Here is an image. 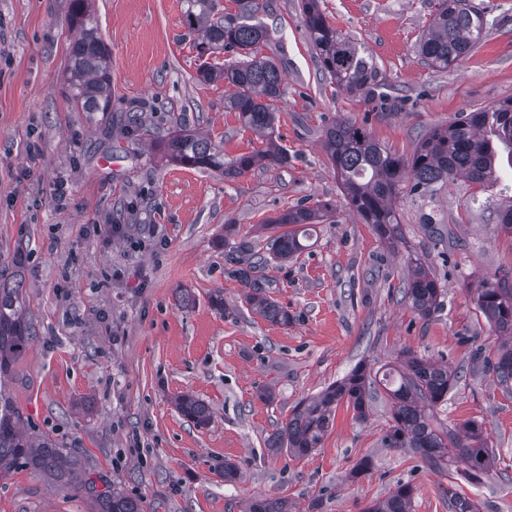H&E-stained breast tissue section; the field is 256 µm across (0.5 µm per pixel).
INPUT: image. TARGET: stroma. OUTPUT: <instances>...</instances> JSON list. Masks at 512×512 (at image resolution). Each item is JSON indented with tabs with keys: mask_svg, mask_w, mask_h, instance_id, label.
<instances>
[{
	"mask_svg": "<svg viewBox=\"0 0 512 512\" xmlns=\"http://www.w3.org/2000/svg\"><path fill=\"white\" fill-rule=\"evenodd\" d=\"M487 13L477 50L439 70L416 45L436 0H321L328 20L373 62L375 91L350 95L318 63L300 0H257L270 37L262 48L283 72L278 104L286 166L259 165L236 178L167 163L160 141L173 128L222 142L225 157L261 150L229 89L198 77L200 60L185 0H92L111 52L112 110L78 112L65 70L75 36L70 0H0V273L23 258V300L36 341L0 379L26 433L77 453L98 490L142 500L145 512H241L253 497L288 499L295 512H363L397 483L412 484V512H450L455 483L482 512H512V394L485 371L477 349L490 328L471 283L512 278V235L499 229L505 201L460 178L434 197L404 183V242H381L349 209L323 148L325 129L345 117L398 154L425 129L512 98V0H467ZM148 120L124 132L134 112ZM37 144L39 154L28 151ZM330 204L297 258L255 274L291 321L253 313L224 260L246 240L266 249L265 219L299 205ZM94 224H123L106 241ZM437 275L441 308L418 316L401 298L407 257ZM189 290L195 302L177 300ZM224 297L223 309L210 303ZM405 349L448 362L462 376L438 422H483L497 467L473 485L435 470L407 448L385 447L389 411L367 420L338 406L320 448L295 458L268 443L294 405L356 364L380 367ZM189 393L212 411L197 426L173 404ZM373 468L351 479L362 458ZM235 480L222 477L225 464ZM92 495L64 489L22 464L0 473V512H92Z\"/></svg>",
	"mask_w": 512,
	"mask_h": 512,
	"instance_id": "obj_1",
	"label": "stroma"
}]
</instances>
